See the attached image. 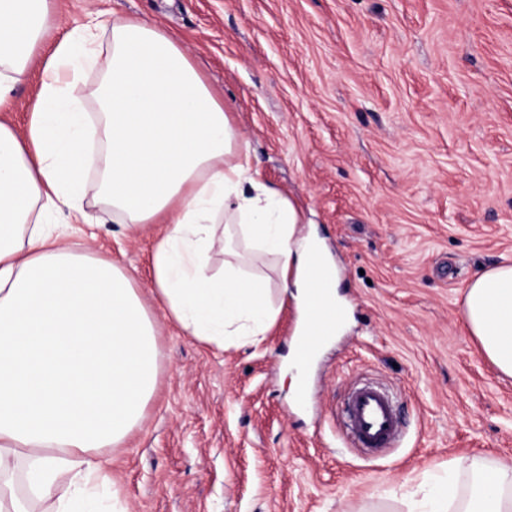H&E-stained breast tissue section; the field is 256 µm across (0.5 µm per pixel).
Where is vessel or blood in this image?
Wrapping results in <instances>:
<instances>
[{
    "label": "vessel or blood",
    "instance_id": "obj_1",
    "mask_svg": "<svg viewBox=\"0 0 512 512\" xmlns=\"http://www.w3.org/2000/svg\"><path fill=\"white\" fill-rule=\"evenodd\" d=\"M341 425L346 447L366 452L394 447L402 434V422L389 391L372 383L357 385L348 392Z\"/></svg>",
    "mask_w": 512,
    "mask_h": 512
}]
</instances>
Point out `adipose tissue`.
Wrapping results in <instances>:
<instances>
[{
  "instance_id": "obj_1",
  "label": "adipose tissue",
  "mask_w": 512,
  "mask_h": 512,
  "mask_svg": "<svg viewBox=\"0 0 512 512\" xmlns=\"http://www.w3.org/2000/svg\"><path fill=\"white\" fill-rule=\"evenodd\" d=\"M49 0H0V104L36 57ZM100 63L82 112L85 66ZM100 177L88 184L86 169ZM99 213H89L86 198ZM161 224L152 290L187 335L249 344L275 313L264 280L245 273L240 245L274 256L300 312L288 356L294 397L323 342L348 313L318 239L268 184L183 46L151 21L116 16L108 52L73 27L46 61L23 132L0 122V512H94L108 450L144 418L157 386L156 321L129 273L93 255L57 221ZM224 239L220 273L209 251ZM247 250V251H248ZM463 321L482 353L512 376V260L467 286ZM455 497L447 481L409 512H512V466L471 462Z\"/></svg>"
}]
</instances>
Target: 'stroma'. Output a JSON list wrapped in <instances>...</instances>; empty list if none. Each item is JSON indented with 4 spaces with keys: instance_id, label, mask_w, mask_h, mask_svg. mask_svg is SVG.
<instances>
[{
    "instance_id": "35a3bbf8",
    "label": "stroma",
    "mask_w": 512,
    "mask_h": 512,
    "mask_svg": "<svg viewBox=\"0 0 512 512\" xmlns=\"http://www.w3.org/2000/svg\"><path fill=\"white\" fill-rule=\"evenodd\" d=\"M37 49L73 22L158 23L250 145L266 181L324 239L349 309L293 404L282 377L297 323L278 310L255 345L217 349L165 319L151 289L163 227L94 228L156 319L159 375L142 423L111 452L116 512H407L428 474L465 492L471 461L512 464V378L465 332L466 287L512 259V0H50ZM32 67L0 106L23 129ZM391 390L402 438L342 445L358 381Z\"/></svg>"
}]
</instances>
